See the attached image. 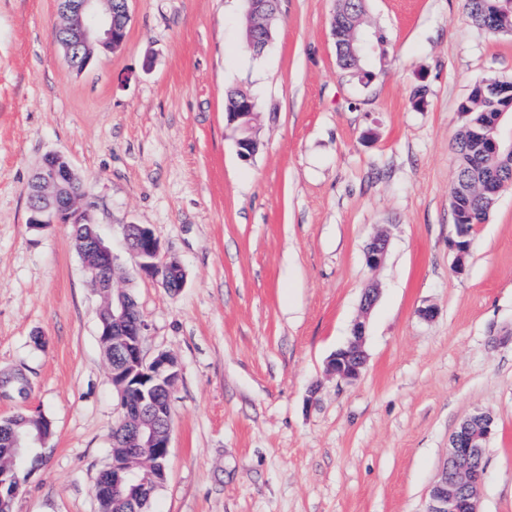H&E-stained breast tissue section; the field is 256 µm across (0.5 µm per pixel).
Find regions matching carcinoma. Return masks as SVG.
<instances>
[{
	"label": "carcinoma",
	"instance_id": "carcinoma-1",
	"mask_svg": "<svg viewBox=\"0 0 512 512\" xmlns=\"http://www.w3.org/2000/svg\"><path fill=\"white\" fill-rule=\"evenodd\" d=\"M468 17L479 27L492 33H512V9L503 5L502 0H465ZM365 15L363 0H340L334 11L330 28L344 33L338 52L339 66L354 76L368 71L371 56L364 55L369 44L384 40L366 24L352 26V21ZM502 98L487 93L482 86H476L460 111L467 114L462 131L457 137L454 150L458 157L456 180L470 187L465 195L451 196L453 212L467 215L466 231L486 219L492 204L481 191L483 183L490 177L512 178V155L506 152L487 153L474 139L473 130L490 124L492 117L504 109Z\"/></svg>",
	"mask_w": 512,
	"mask_h": 512
}]
</instances>
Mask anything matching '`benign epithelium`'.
Listing matches in <instances>:
<instances>
[{
  "label": "benign epithelium",
  "instance_id": "1",
  "mask_svg": "<svg viewBox=\"0 0 512 512\" xmlns=\"http://www.w3.org/2000/svg\"><path fill=\"white\" fill-rule=\"evenodd\" d=\"M101 0H57L64 24L62 37L57 39L65 52L69 66L83 72L95 54H110L126 41L127 26L112 21V6L99 7ZM249 13L259 30L267 28L276 17L279 3L275 0H248ZM257 112L255 99L243 92L238 111L229 115L237 124L238 155L250 160L259 149L253 122ZM505 113L495 115L491 130L482 136L493 153L504 149L512 152V138L505 140L499 133ZM28 224L43 230L54 224H87L94 226L88 211L93 207L80 177L69 160L61 154L46 155L36 168L27 187ZM124 236L139 275L161 281H173V290L184 287L186 272L182 265L168 261L162 255L161 244L153 232L140 224L124 226ZM388 237L375 235L365 249L366 263L380 266L386 256ZM456 271L464 272L470 251L467 234L456 242ZM86 273L99 268L107 276L95 280V291L102 297L98 311L99 336L110 366L112 384L120 396V427L113 437L112 457L103 469L96 485V498L112 496L125 502L126 512H142L145 502L166 479L171 441L170 397L179 378L177 361L161 351L151 359L143 355L147 323L135 298L112 287L114 256L99 233L85 240L79 250ZM378 298V290L370 288L361 300L362 316L355 321L345 346L334 352L327 370L336 379L353 382L360 378L367 364L364 350L366 319ZM28 378H7L0 381V400L27 399ZM41 420L37 432L20 434L7 420H0V512H14L13 504L40 460L38 449L47 447L53 436L52 421L38 413ZM492 412L478 409L465 418L448 440V458L437 480L428 491L424 512H478L479 492L485 470L466 464L484 453L486 441L495 429Z\"/></svg>",
  "mask_w": 512,
  "mask_h": 512
}]
</instances>
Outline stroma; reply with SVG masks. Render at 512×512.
I'll list each match as a JSON object with an SVG mask.
<instances>
[{"label": "stroma", "mask_w": 512, "mask_h": 512, "mask_svg": "<svg viewBox=\"0 0 512 512\" xmlns=\"http://www.w3.org/2000/svg\"><path fill=\"white\" fill-rule=\"evenodd\" d=\"M335 6L282 0L256 55L242 0H133L123 47L79 74L55 0H0V372L31 383L0 418L38 410L54 425L15 512H94L120 411L73 229L27 223L25 188L53 152L94 203L113 285L148 324L145 355L180 366L149 512H424L477 409L496 417L479 512H512V187L461 274L450 204L460 105L512 81V35L477 27L464 0H366L386 56L362 82L337 62ZM235 87L257 102L247 161L225 112ZM127 224L153 230L184 288L134 273ZM372 287L366 368L337 381L327 361Z\"/></svg>", "instance_id": "35a3bbf8"}]
</instances>
